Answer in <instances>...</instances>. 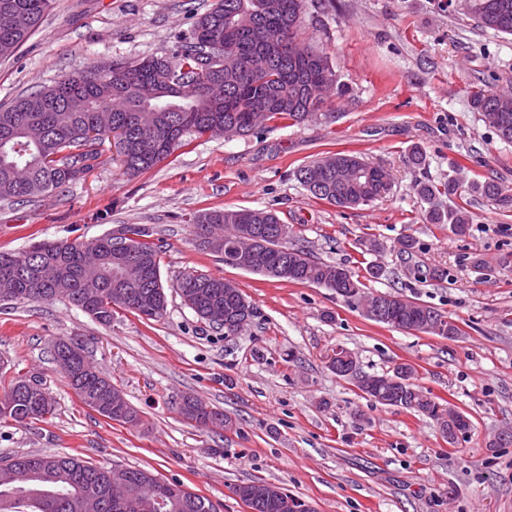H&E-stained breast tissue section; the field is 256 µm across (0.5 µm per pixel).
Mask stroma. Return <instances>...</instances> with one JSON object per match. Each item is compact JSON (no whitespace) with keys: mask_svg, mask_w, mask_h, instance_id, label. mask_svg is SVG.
Here are the masks:
<instances>
[{"mask_svg":"<svg viewBox=\"0 0 512 512\" xmlns=\"http://www.w3.org/2000/svg\"><path fill=\"white\" fill-rule=\"evenodd\" d=\"M212 2L55 0L39 31L0 61V103L91 63L169 50ZM303 37L328 54L343 87L305 123L204 137L136 176L107 153L53 196L0 200V251L149 228L167 295L162 318L118 308L108 326L63 299L0 305V359L11 374L40 378L55 400L46 421L0 423V459L69 453L145 468L207 496L218 512H250L233 492L249 481L276 484L313 512H512V211L472 199L471 229L457 236L425 221L412 189L451 176L512 187V143L470 101L476 87L512 90V36L477 27L448 0H308ZM415 146L427 153L421 171L406 163ZM341 151L388 169L390 196L353 209L314 198L297 168ZM226 207L275 211L293 244L360 273L362 243L376 238L382 272L369 291L433 306L460 335L406 333L332 289L224 266L197 248L190 219ZM406 235L419 242L410 255L400 250ZM190 272L233 281L258 317L230 337L203 323L173 288ZM61 338L82 342L137 409V425L82 403L53 359ZM340 346L371 374L413 365L420 390L464 412L471 432L451 442L429 416L364 398L329 367ZM187 394L229 414L236 430L186 422L178 406Z\"/></svg>","mask_w":512,"mask_h":512,"instance_id":"1","label":"stroma"}]
</instances>
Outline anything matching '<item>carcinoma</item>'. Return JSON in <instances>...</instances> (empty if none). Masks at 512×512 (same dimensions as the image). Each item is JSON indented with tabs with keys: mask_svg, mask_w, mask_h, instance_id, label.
Returning <instances> with one entry per match:
<instances>
[{
	"mask_svg": "<svg viewBox=\"0 0 512 512\" xmlns=\"http://www.w3.org/2000/svg\"><path fill=\"white\" fill-rule=\"evenodd\" d=\"M308 0H215L195 21L192 35L170 51L136 61L115 60L102 67L90 65L67 75L55 85L22 95L7 106L0 105V200L49 197L90 171L103 155L106 139L124 136L129 140L126 153L119 154L129 174L143 173L167 159L193 136H220L225 127L239 135L252 132L260 123L289 120L296 124L317 114L326 103L327 93L338 86L336 71L320 48L300 37ZM53 0H0V58L15 50L40 29ZM466 13L478 26L512 35V0H468ZM277 24L283 29L284 43L270 51V67L262 75L246 68L247 56L256 49L263 29ZM211 80H226L224 103L213 112H196L194 106ZM472 108L493 127L501 140L512 139V93L480 90L473 94ZM509 116L501 127L496 117ZM365 166L369 177L358 184L338 181L336 166ZM312 196L338 208L368 205L385 198L394 187L390 172L360 154L337 152L301 166L296 173ZM469 190L491 201L498 208L512 211V190L488 177L470 183ZM415 191L427 200L430 224H446L457 236L470 230L472 216L468 203L443 210L434 200L458 194V182L450 177L444 183L420 181ZM193 227L199 247L223 258L224 265L264 277L298 284L331 288L346 304L357 309L372 300L373 294L357 274L342 263L331 264L288 242L291 230L271 211L256 209H213L194 216ZM145 228L132 236L110 234L89 241L40 240L22 252L0 251V290L29 288L30 274L52 287L55 275L65 277L73 293L69 302L103 325L112 323V247L130 259L136 275L135 292L142 304L124 310L146 319L162 317L167 295L160 274L159 247L150 241ZM174 288L186 306L204 322L208 313L224 308L229 295L242 291L221 276L198 274L201 286L189 295L182 284ZM394 316L410 323V332L435 335L422 322L423 310L435 314L447 327L444 337L460 335L457 323L446 313L388 293ZM401 394L393 397L392 407L415 409L434 420L442 433H448V419L458 414L442 410L424 395L412 379L415 368L406 365ZM69 385L88 408L124 424L137 423L138 411L114 391L112 401L95 407L100 399L93 386L96 377L86 360L65 374ZM24 377L10 379L5 396L13 398L9 412L0 411V422L42 421L54 413L55 401L46 394V403L35 411L28 396L18 390ZM33 470L55 471L62 492L47 497L36 490L13 494L11 512H82L87 498L103 495L112 481V469L96 466L73 455L23 454L6 461ZM257 482L237 485L240 499L254 512H279L273 501H256L251 490Z\"/></svg>",
	"mask_w": 512,
	"mask_h": 512,
	"instance_id": "carcinoma-1",
	"label": "carcinoma"
}]
</instances>
